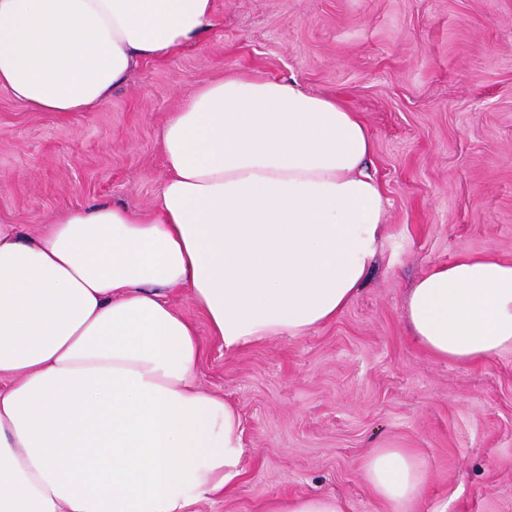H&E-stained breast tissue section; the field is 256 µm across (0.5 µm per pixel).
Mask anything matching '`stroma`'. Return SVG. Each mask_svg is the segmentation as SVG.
Returning <instances> with one entry per match:
<instances>
[{
    "mask_svg": "<svg viewBox=\"0 0 512 512\" xmlns=\"http://www.w3.org/2000/svg\"><path fill=\"white\" fill-rule=\"evenodd\" d=\"M228 74L293 81L362 116L386 240L336 321L232 354L188 290L170 292L206 349L197 381L238 406L246 444L237 491L190 512L314 494L390 512L360 474L378 448L423 460L410 512H512V352L440 362L405 326L431 265L512 259V0H215L197 44L139 65L97 111L33 112L0 89V221L33 234L84 205L151 211L165 121Z\"/></svg>",
    "mask_w": 512,
    "mask_h": 512,
    "instance_id": "stroma-1",
    "label": "stroma"
}]
</instances>
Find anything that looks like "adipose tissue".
Masks as SVG:
<instances>
[{
  "label": "adipose tissue",
  "mask_w": 512,
  "mask_h": 512,
  "mask_svg": "<svg viewBox=\"0 0 512 512\" xmlns=\"http://www.w3.org/2000/svg\"><path fill=\"white\" fill-rule=\"evenodd\" d=\"M213 24L214 0H0V89L33 112H92ZM373 149L338 101L231 74L166 120L151 213L92 204L33 237L0 224V512H188L230 495L241 417L198 385L203 346L165 292L188 289L228 352L334 321L385 239ZM406 321L441 361L512 351V260L434 264ZM361 471L391 512L427 480L403 448Z\"/></svg>",
  "instance_id": "obj_1"
}]
</instances>
